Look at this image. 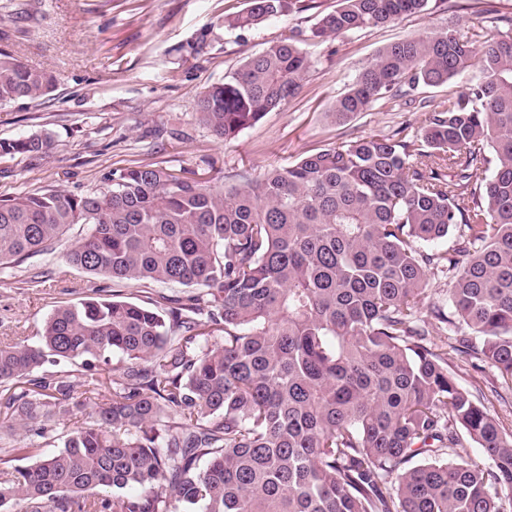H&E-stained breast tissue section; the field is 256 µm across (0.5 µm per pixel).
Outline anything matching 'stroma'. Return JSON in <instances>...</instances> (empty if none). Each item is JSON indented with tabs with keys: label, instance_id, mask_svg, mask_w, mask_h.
Segmentation results:
<instances>
[{
	"label": "stroma",
	"instance_id": "35a3bbf8",
	"mask_svg": "<svg viewBox=\"0 0 512 512\" xmlns=\"http://www.w3.org/2000/svg\"><path fill=\"white\" fill-rule=\"evenodd\" d=\"M246 0H0V49L47 71L53 92L38 102L0 105V139L42 129L54 143L41 159L0 156V199L54 188L84 194L104 187L112 170L157 163L211 182L231 175L259 178L329 144L392 133L420 124L424 111L378 105L345 124L328 112L357 70L382 47L445 26L460 31L481 23L475 0H435L431 10L308 46L311 67L298 95L236 137L220 141L201 125L196 99L232 76L245 59L292 27L308 29L337 0L290 12L252 29L224 19ZM204 40L203 51L189 45ZM119 290L89 275L60 253L0 268V341L36 336L58 305Z\"/></svg>",
	"mask_w": 512,
	"mask_h": 512
}]
</instances>
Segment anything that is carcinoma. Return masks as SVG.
<instances>
[{
  "label": "carcinoma",
  "instance_id": "cac0c4a2",
  "mask_svg": "<svg viewBox=\"0 0 512 512\" xmlns=\"http://www.w3.org/2000/svg\"><path fill=\"white\" fill-rule=\"evenodd\" d=\"M299 2L248 0L228 25ZM430 2L340 0L209 87L197 120L236 136L297 95L302 45ZM421 85L447 86L421 125L228 188L141 164L102 190L0 200V266L83 224L66 263L139 296L62 304L36 341L0 342V439L23 440L0 455V512H512V431L448 358L486 361L512 390V17L385 46L329 115L343 124ZM54 87L0 50V104ZM53 140L1 139L0 156L37 157ZM437 271L436 335L457 336L441 345L419 318ZM155 283L193 292L155 297ZM430 290L428 291V297L424 301V307L422 308V315L426 316L430 307L434 305L446 306L448 300V274L447 273H435L430 279Z\"/></svg>",
  "mask_w": 512,
  "mask_h": 512
}]
</instances>
